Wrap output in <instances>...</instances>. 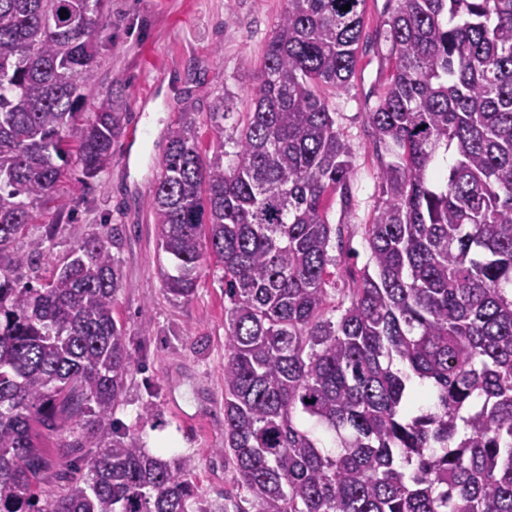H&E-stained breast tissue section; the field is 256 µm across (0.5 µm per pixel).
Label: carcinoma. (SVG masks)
I'll return each mask as SVG.
<instances>
[{
  "label": "carcinoma",
  "instance_id": "obj_1",
  "mask_svg": "<svg viewBox=\"0 0 512 512\" xmlns=\"http://www.w3.org/2000/svg\"><path fill=\"white\" fill-rule=\"evenodd\" d=\"M365 0H286L233 150L169 129L152 193L164 290L224 272V463L236 512H512V0H393L394 70L367 112L383 206L347 281L350 145L318 89L348 88ZM350 5L347 11L341 7ZM104 0H0V512H189L192 459L117 432L136 360L120 268L92 233L38 286L16 246L74 161L111 163L124 113L79 121ZM67 14L60 15V10ZM224 97L210 121L224 132ZM392 156L387 161L384 155ZM338 248L339 254L330 251ZM80 427L40 504L43 432Z\"/></svg>",
  "mask_w": 512,
  "mask_h": 512
}]
</instances>
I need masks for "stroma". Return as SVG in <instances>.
<instances>
[{
  "mask_svg": "<svg viewBox=\"0 0 512 512\" xmlns=\"http://www.w3.org/2000/svg\"><path fill=\"white\" fill-rule=\"evenodd\" d=\"M284 7L285 0H105L112 38L100 49L90 95H117L126 133L115 145L111 165L95 180L79 184L77 169H70L58 199L23 234L24 249L40 254L37 269L15 272L23 283L48 279L86 234L108 240L113 226H120L123 242L116 258L122 285L113 315L137 365L112 423L147 451L160 443L164 457L192 456L191 481L205 506H219L237 493L219 453L224 445L223 272L205 263L194 294L171 299L162 274L172 265L158 247L150 202L172 125L194 121L203 152L213 153L218 142L209 112L220 97L229 110L224 135L234 137L240 113L251 108L250 90ZM392 8L391 0H365L355 74L347 90L325 92L353 156L350 207L331 201L327 215L330 223L352 227L345 246L354 270L369 257L361 227L372 223L382 202L367 113L393 66L384 39ZM136 128L147 129V137L131 139ZM146 402L154 407L149 417L140 413ZM70 440L65 430L42 439L52 463L47 494L60 489L65 463L87 455L86 449L70 447Z\"/></svg>",
  "mask_w": 512,
  "mask_h": 512,
  "instance_id": "obj_1",
  "label": "stroma"
}]
</instances>
